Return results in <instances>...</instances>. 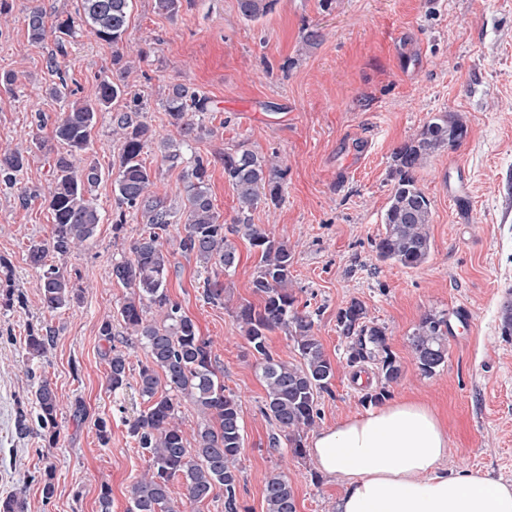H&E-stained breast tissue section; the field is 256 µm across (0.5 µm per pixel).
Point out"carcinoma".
<instances>
[{
	"label": "carcinoma",
	"instance_id": "cac0c4a2",
	"mask_svg": "<svg viewBox=\"0 0 512 512\" xmlns=\"http://www.w3.org/2000/svg\"><path fill=\"white\" fill-rule=\"evenodd\" d=\"M82 13L56 20L60 34L56 52L49 58L51 71L58 74L52 87L57 98L67 96L66 79L60 75L57 56L67 53L66 38L76 27L87 24L96 36L112 45V75L101 79L93 102H73L55 121L54 137L69 150L53 154L44 140L33 145L52 169L48 204L54 219L48 241L34 242L28 250L30 265L38 271L44 308H64L79 300V289L57 265L47 263L49 254L65 257L90 241L101 217L92 191L99 181L96 167L77 165L87 152L98 113L131 96L130 104L112 113V132L121 135L122 153L113 182L115 210L112 224L122 231L127 218L141 214L144 229L131 242L128 252L112 260V277L128 289L118 304L116 320L125 333L134 336L146 351L140 364L137 385L147 406L129 422L128 433L149 454V468L129 486L127 512H185L187 505L224 497L225 512H237L238 460L243 448L241 404L226 392L224 380L212 356L211 341L200 336L196 323L182 312L167 293V277L177 253L195 256L205 265L230 274L238 262L234 237L249 242L260 254L251 288L261 303L239 307L236 317L249 346L261 356V375L266 398L261 412L274 422L272 436L277 448L286 441L292 453L305 455L304 432L320 418L319 399L329 391L335 368L314 333V320L295 306L291 268L294 254L284 240L277 239L252 222V213L262 203L276 205L282 198L283 172L272 159L241 144L224 151V177L238 200L231 224L219 220L209 194V159L192 150V143L212 133L194 120L209 111L208 99L183 84H174L161 105L177 136L160 143L162 161L173 169L183 166L185 194L181 209L168 197L151 191L156 172L147 166L144 149L152 143L149 125L142 120V97L131 95L127 82L129 65L124 42L129 28L132 0H81ZM276 0H239L242 15L258 20L272 11ZM31 41L40 43L48 35L46 12L31 9L24 17ZM467 136V127L454 112H439L424 123L417 134L393 152L394 186L382 217L385 231L374 247L377 258L416 268L429 259L432 220L431 201L419 186L416 172L442 149L457 147ZM27 164L20 151L0 152V183L11 186ZM183 231L171 236V228ZM204 296L210 304L224 303V281L219 273L207 278ZM163 315L157 324L147 319L150 309ZM337 326L351 339V365L379 361L385 383L398 381L401 365L387 354L385 329L366 323V309L353 300L339 309ZM284 329L294 341L297 364L274 359L266 346V333ZM448 319L437 313L423 315L411 336V351L418 369L432 375L448 355ZM53 343L50 332L30 329L22 351L29 358H42ZM112 391L128 385V357L111 344L102 352ZM34 413L38 426L56 442L59 401L48 381L34 384ZM189 400L201 423L188 440L180 425L181 400ZM180 478L185 500L171 497V483ZM266 512H296L295 496L288 478L281 474L265 483Z\"/></svg>",
	"mask_w": 512,
	"mask_h": 512
}]
</instances>
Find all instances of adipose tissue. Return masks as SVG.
<instances>
[{
    "instance_id": "adipose-tissue-1",
    "label": "adipose tissue",
    "mask_w": 512,
    "mask_h": 512,
    "mask_svg": "<svg viewBox=\"0 0 512 512\" xmlns=\"http://www.w3.org/2000/svg\"><path fill=\"white\" fill-rule=\"evenodd\" d=\"M310 452L344 485L336 512H512V485L440 467L448 437L437 414L398 399L323 430Z\"/></svg>"
}]
</instances>
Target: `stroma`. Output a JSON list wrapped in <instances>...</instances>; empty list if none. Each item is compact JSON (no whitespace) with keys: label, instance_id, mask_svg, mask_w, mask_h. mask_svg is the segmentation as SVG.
Instances as JSON below:
<instances>
[{"label":"stroma","instance_id":"obj_1","mask_svg":"<svg viewBox=\"0 0 512 512\" xmlns=\"http://www.w3.org/2000/svg\"><path fill=\"white\" fill-rule=\"evenodd\" d=\"M10 3L0 25V72L17 81L0 84V151L25 152L28 164L16 186L0 184V495L21 492L25 512H100L106 486L111 512H126L129 486L148 467L127 433L145 407L136 381L146 353L127 347L130 383L112 392L99 328L125 293L112 261L138 238L143 220L135 215L121 233L112 230L121 142L111 113H100L84 162L100 170L102 221L84 249L60 261L82 298L54 312L44 308L27 254L54 229L44 199L51 170L33 141L52 139V122L67 103L49 93L53 38L32 42L23 19L37 5L51 19L75 14L80 0ZM306 28L319 30L322 41L304 45ZM129 33L149 50L129 83L148 100L144 120L156 140L175 134L160 105L170 85L209 101L201 121L211 133L194 148L211 161L209 194L221 221L232 222L238 207L224 177L225 149L243 142L278 154L286 172L279 205L259 206L252 218L293 251V289L314 312L315 334L335 368L305 441L364 413L366 394L379 389L384 401L416 399L435 410L449 441L442 468H475L512 485V336L500 325L504 303L512 302V0H277L255 21L244 18L238 0H183L174 17L158 13L155 0H133ZM67 50L61 66L74 100H94L100 77L112 71L111 45L80 26ZM445 111L458 113L468 134L417 173L432 204L430 257L413 269L381 262L373 245L394 184L392 152ZM452 161L468 178L466 197L448 192ZM236 247L223 303L205 300L210 271L192 256H174L167 287L211 341L224 384L241 402L239 510L265 512V483L283 473L297 512H336L342 483L311 456L270 446L276 428L261 412L260 359L236 317L241 305L260 302L251 290L258 256L244 239ZM354 299L368 322L384 327L388 352L402 367L398 382L383 384L372 362L354 381L349 340L336 325L338 310ZM428 313L448 319V356L430 376L410 348ZM32 327L53 334L47 355L34 361L20 348ZM36 374L59 399L53 446L39 428H16L18 413L33 410ZM101 417L110 430L105 442L95 426ZM48 479L55 492L47 500Z\"/></svg>","mask_w":512,"mask_h":512}]
</instances>
